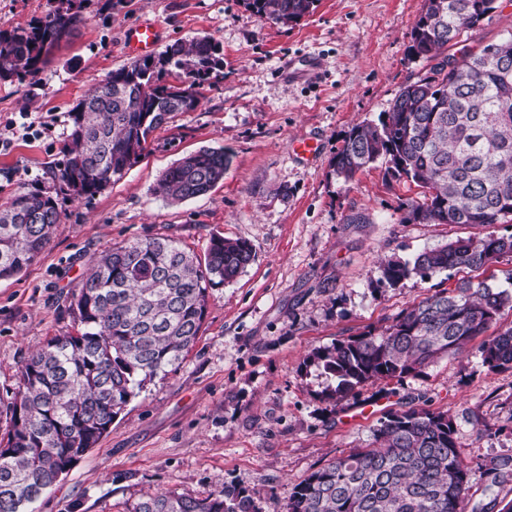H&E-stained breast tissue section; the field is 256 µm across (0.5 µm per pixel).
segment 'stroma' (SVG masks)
<instances>
[{"instance_id": "obj_1", "label": "stroma", "mask_w": 512, "mask_h": 512, "mask_svg": "<svg viewBox=\"0 0 512 512\" xmlns=\"http://www.w3.org/2000/svg\"><path fill=\"white\" fill-rule=\"evenodd\" d=\"M422 7L317 0L299 22L282 25L253 15L244 0H81L82 23L36 78L0 80V132L30 115L48 125L0 153L3 204L51 186L72 107L135 61L128 27L158 23L164 47L206 36L224 58L195 110L156 130L139 161L93 199L63 201L39 260L0 280V393L17 389L22 365L49 338L76 332L70 304L100 252L169 237L201 256L220 235L249 242L255 254L235 280L210 291L200 336L179 364L131 399L36 512H130L157 491L204 497L225 485L255 492L263 512H276L311 472L372 446L387 412L422 406L451 417L471 500H512V482L492 485L484 469L512 455V368L488 371L479 340L418 375L344 398L327 397L332 379L307 362L313 350L384 326L460 279L413 275L391 288L380 282L381 259L409 260L489 231L405 221L401 205L420 190L384 163L346 183L332 172L347 132L378 122L400 86L425 72V61L408 54ZM306 139L319 147L302 157L292 145ZM203 147L229 155L223 181L181 204L164 202L154 192L160 175ZM378 398L386 401L378 412L347 420Z\"/></svg>"}]
</instances>
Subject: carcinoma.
Returning <instances> with one entry per match:
<instances>
[{"label": "carcinoma", "instance_id": "1", "mask_svg": "<svg viewBox=\"0 0 512 512\" xmlns=\"http://www.w3.org/2000/svg\"><path fill=\"white\" fill-rule=\"evenodd\" d=\"M27 28L0 26V80L35 78L82 22L73 0ZM316 0H245L256 16L298 21ZM500 8L499 0H424L412 27L410 56L429 69L397 91L377 124L353 126L336 152L334 175L351 181L378 161L396 179L422 188L406 204L419 224L493 226L512 218V33L478 51L452 48ZM223 68L207 38L170 46L162 56L112 71L72 110L68 143L51 172L54 193L28 189L0 205V279L37 261L60 200L92 198L138 162L153 133L190 112L200 89ZM230 159L202 148L160 177L155 194L174 205L205 195ZM512 254V234L450 241L411 260L386 261L389 286L416 275L479 270ZM245 240L213 236L201 261L174 238L134 239L91 258L74 296L80 328L54 336L20 371V385L0 407V512H35L56 475L68 471L107 433L129 401L179 363L196 342L209 290L235 279L252 261ZM512 308V292L485 282H459L415 303L379 331L319 348L308 363L336 381L329 397H345L377 380L415 375L462 350ZM490 371L512 368V326L480 345ZM376 446L360 448L312 472L293 488L286 512H465L469 473L452 419L426 408L389 413ZM491 483L512 479V457L487 467ZM131 512H262L255 493L224 486L204 498L172 491L149 494Z\"/></svg>", "mask_w": 512, "mask_h": 512}]
</instances>
